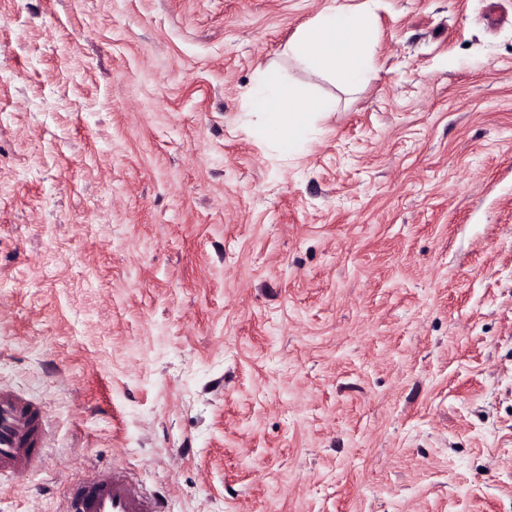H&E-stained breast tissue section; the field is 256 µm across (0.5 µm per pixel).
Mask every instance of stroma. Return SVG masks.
<instances>
[{"mask_svg": "<svg viewBox=\"0 0 512 512\" xmlns=\"http://www.w3.org/2000/svg\"><path fill=\"white\" fill-rule=\"evenodd\" d=\"M0 0V386L49 453L0 512L126 469L165 512H512V0ZM332 112L256 128L258 68ZM371 15L336 2L288 44L287 53L308 69L357 88L375 72Z\"/></svg>", "mask_w": 512, "mask_h": 512, "instance_id": "obj_1", "label": "stroma"}]
</instances>
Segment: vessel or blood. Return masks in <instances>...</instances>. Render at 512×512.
Segmentation results:
<instances>
[{"instance_id":"vessel-or-blood-1","label":"vessel or blood","mask_w":512,"mask_h":512,"mask_svg":"<svg viewBox=\"0 0 512 512\" xmlns=\"http://www.w3.org/2000/svg\"><path fill=\"white\" fill-rule=\"evenodd\" d=\"M50 431L43 408L26 395L0 387V476L35 467L48 451ZM125 472L95 473L71 487L64 512H161Z\"/></svg>"}]
</instances>
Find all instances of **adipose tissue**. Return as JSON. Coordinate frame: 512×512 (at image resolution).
Here are the masks:
<instances>
[{
	"label": "adipose tissue",
	"mask_w": 512,
	"mask_h": 512,
	"mask_svg": "<svg viewBox=\"0 0 512 512\" xmlns=\"http://www.w3.org/2000/svg\"><path fill=\"white\" fill-rule=\"evenodd\" d=\"M372 28L368 12L334 4L301 30L287 53L308 69L356 88L375 72ZM250 105L260 118L261 130L287 156L299 153L305 137L332 107L309 86L289 82L274 64L257 71Z\"/></svg>",
	"instance_id": "1"
}]
</instances>
